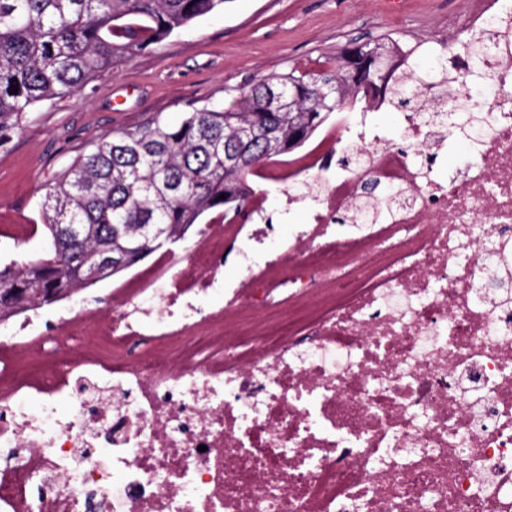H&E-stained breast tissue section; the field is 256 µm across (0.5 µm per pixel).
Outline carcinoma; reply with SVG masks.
<instances>
[{
    "label": "carcinoma",
    "instance_id": "obj_1",
    "mask_svg": "<svg viewBox=\"0 0 512 512\" xmlns=\"http://www.w3.org/2000/svg\"><path fill=\"white\" fill-rule=\"evenodd\" d=\"M225 2L0 0V146L26 112L75 95ZM366 46L391 63L389 103L412 109L423 97V77L389 43ZM338 82L346 88L342 99L320 102L317 91ZM354 92L339 64L292 71L260 82L239 108L194 107L174 125L157 119L95 138L44 186L48 249L24 264L0 265V289L18 288L17 304L41 308L37 289L86 288L91 265L104 257L150 253L157 237L206 214L242 213L252 168L302 146Z\"/></svg>",
    "mask_w": 512,
    "mask_h": 512
}]
</instances>
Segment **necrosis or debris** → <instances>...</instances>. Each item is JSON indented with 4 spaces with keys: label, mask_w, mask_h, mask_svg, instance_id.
Here are the masks:
<instances>
[{
    "label": "necrosis or debris",
    "mask_w": 512,
    "mask_h": 512,
    "mask_svg": "<svg viewBox=\"0 0 512 512\" xmlns=\"http://www.w3.org/2000/svg\"><path fill=\"white\" fill-rule=\"evenodd\" d=\"M457 34L428 114L388 140L342 115L254 173L319 186L302 230L202 301L256 224L213 214L108 309L0 315V512H512V0ZM481 108L461 173L434 175L453 115ZM364 157L327 162L344 141ZM395 203L340 232L366 182ZM72 412L61 417L57 400Z\"/></svg>",
    "instance_id": "4bbe7bcc"
}]
</instances>
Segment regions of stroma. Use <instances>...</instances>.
<instances>
[{
  "mask_svg": "<svg viewBox=\"0 0 512 512\" xmlns=\"http://www.w3.org/2000/svg\"><path fill=\"white\" fill-rule=\"evenodd\" d=\"M472 0H405L387 12L381 0H226L195 21L106 73L76 96L28 112L0 147V225L37 224L51 177L84 153L87 142L135 129L155 117L178 122L190 105L231 107L265 78L292 70L335 67L349 43L391 39L402 47L452 29ZM269 245L302 223L313 192L306 183L268 184Z\"/></svg>",
  "mask_w": 512,
  "mask_h": 512,
  "instance_id": "obj_1",
  "label": "stroma"
}]
</instances>
